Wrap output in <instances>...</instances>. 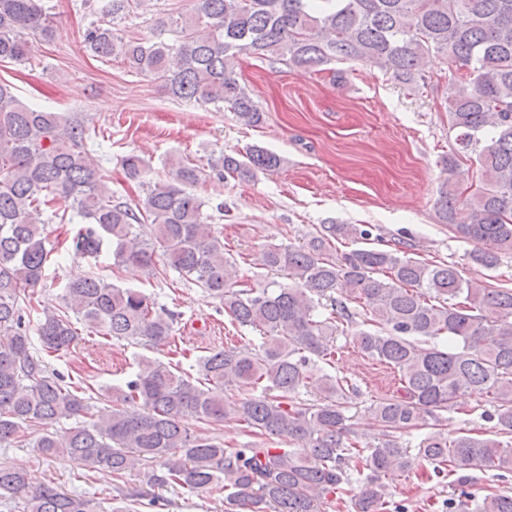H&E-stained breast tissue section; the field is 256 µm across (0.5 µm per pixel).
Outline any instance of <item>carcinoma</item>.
Masks as SVG:
<instances>
[{
    "label": "carcinoma",
    "instance_id": "obj_1",
    "mask_svg": "<svg viewBox=\"0 0 512 512\" xmlns=\"http://www.w3.org/2000/svg\"><path fill=\"white\" fill-rule=\"evenodd\" d=\"M147 0H110L117 19ZM174 43L124 40L109 21L91 23L86 48L105 60L160 81L175 98L223 104L245 125L262 112L237 76L244 52L282 64L317 69L336 61H376L397 80L424 79V58L455 67L448 81V126L455 147L445 160L439 220L476 244L470 260L497 267L512 255V0H192L178 16L158 18ZM51 41L55 14L43 0H0V62H28L26 35ZM96 128L61 112L34 109L0 81V446L25 425L46 427L35 447L91 470L120 478L152 462L165 470L148 481L190 491L226 493L232 512H329L351 484L350 462L368 471L352 500L354 512H382L381 475L408 465L402 433L421 434L419 454L438 471L450 469L470 512L465 487L475 470L512 474V440L450 436L439 412L461 392L496 400L495 421L512 435V288L466 280L453 265L399 255V250L356 248L338 254L336 242L369 240L371 228L322 224L307 243H268L258 265L284 284L241 287L236 263L206 202L197 193L201 171L174 161L171 181L148 178L144 159L122 157L125 177L146 188L134 205L112 201V189L88 150ZM476 164L477 180L463 187L459 161ZM283 159L252 145L211 162L224 179L249 181L277 170ZM81 219L64 242H52L36 214L59 202ZM66 251L97 259L112 251L114 265L152 272L157 260L224 306L238 326L258 333L241 346L212 349L194 360L197 378L181 362L135 360L124 384L112 387L120 406L101 415L84 397L83 379L66 381L33 351L34 341L60 358L85 328L129 345L161 349L172 343L178 314L156 306L135 288L97 274L69 281L62 310L45 311L32 338L25 314L52 256ZM345 297H335L336 290ZM330 301L328 313L319 311ZM362 318L353 340L400 374L397 394L378 401L368 429L347 424L348 381L325 374L321 396L296 395L308 372L335 357L341 325ZM233 387L238 397L224 396ZM191 414L206 422L234 417L264 438L238 448L182 426ZM73 424L49 431L60 420ZM288 439L273 452L265 443ZM0 499L13 512H104L95 499L52 485L29 487L24 470L0 461ZM475 512H512V494L484 495Z\"/></svg>",
    "mask_w": 512,
    "mask_h": 512
}]
</instances>
